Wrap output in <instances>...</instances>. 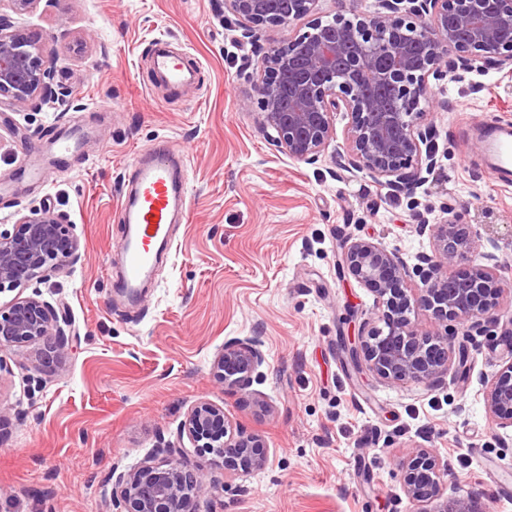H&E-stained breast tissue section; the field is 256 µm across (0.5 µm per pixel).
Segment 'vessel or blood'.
<instances>
[{
    "mask_svg": "<svg viewBox=\"0 0 512 512\" xmlns=\"http://www.w3.org/2000/svg\"><path fill=\"white\" fill-rule=\"evenodd\" d=\"M151 62L168 87L178 89L196 78L195 66L185 53L161 44L153 45ZM485 144L488 168L499 184L511 186L512 125L489 121ZM182 168V155L164 144L142 150L134 160L132 188L118 212L124 231L119 243L121 271L112 280L113 294L137 301L160 259L171 252V226L189 207Z\"/></svg>",
    "mask_w": 512,
    "mask_h": 512,
    "instance_id": "b4317fda",
    "label": "vessel or blood"
}]
</instances>
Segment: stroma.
Masks as SVG:
<instances>
[{
    "label": "stroma",
    "instance_id": "stroma-1",
    "mask_svg": "<svg viewBox=\"0 0 512 512\" xmlns=\"http://www.w3.org/2000/svg\"><path fill=\"white\" fill-rule=\"evenodd\" d=\"M13 30L47 41L53 88L67 112L31 101L0 112V225L48 207L80 240L78 259L26 288L64 318V369H38L23 348L0 374V512H111L112 468L129 469L175 440L188 409L207 401L245 433L264 438V470L229 474L184 448L180 462L210 479L199 512H420L401 463L429 448L447 463L445 497L483 512H512L486 470L512 475V430L499 428L483 393L512 356L501 330L512 317V188L474 148L486 120L512 124V83L494 69L433 84L438 164L413 192L342 171L334 149L294 160L260 127L247 78L258 55L241 41L224 0H0ZM97 40H90V33ZM165 40L198 60L196 86L174 90L150 69ZM84 149L28 177L66 129ZM168 141L187 156L190 208L175 228L155 285L133 306L112 298L105 263L121 237L117 210L135 154ZM463 225L474 258L496 239L504 287L498 320L471 335L452 322L421 328L466 346L435 385L390 383L356 371L350 340L373 323L371 292L341 264L348 238L396 251L408 265L431 253L422 224ZM259 337L266 362L249 394L226 390L211 364L226 340Z\"/></svg>",
    "mask_w": 512,
    "mask_h": 512
}]
</instances>
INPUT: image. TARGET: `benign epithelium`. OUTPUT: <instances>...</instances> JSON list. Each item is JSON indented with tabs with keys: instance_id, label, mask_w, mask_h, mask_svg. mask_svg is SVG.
<instances>
[{
	"instance_id": "obj_1",
	"label": "benign epithelium",
	"mask_w": 512,
	"mask_h": 512,
	"mask_svg": "<svg viewBox=\"0 0 512 512\" xmlns=\"http://www.w3.org/2000/svg\"><path fill=\"white\" fill-rule=\"evenodd\" d=\"M323 0H224V10L242 24L243 38L256 44L270 27L288 30L280 43L262 52L256 81L260 123L273 130L271 141L292 158L316 163L336 139V113L348 118L342 168L395 191L425 181L436 164L431 145L433 109L430 80L455 83L464 74L493 66L512 75V41L501 39L512 27V0H378L369 15L329 13ZM428 38L415 41L419 25ZM47 43L7 30L0 19V105L19 106L38 95L57 110L66 92L46 81ZM430 229L434 252L410 267L395 252L364 238H351L343 250L348 273L375 296L378 321L358 338L352 355L378 377L425 385L448 373V337L412 320L417 309L461 329L493 321L503 288L498 257L487 252L471 260L470 233L444 221ZM80 241L63 217L49 209L23 215L13 230H0V371L3 353L30 348V358L48 369L66 363L69 336L57 309L34 296H22L34 282H46L79 255ZM265 362L254 337L224 343L212 372L228 389L248 390ZM484 406L502 428H512V358L487 386ZM188 441L224 460V470L260 471L269 464L265 440L235 429L224 408L201 402L181 423L178 442ZM408 496L437 499L445 464L429 448L414 449L401 463ZM112 506L116 512H195L206 489L201 472L175 459L149 457L129 471L112 468ZM431 512H481L468 498L442 501Z\"/></svg>"
}]
</instances>
